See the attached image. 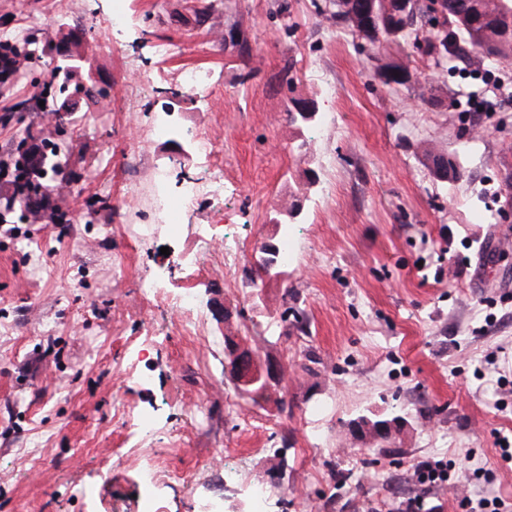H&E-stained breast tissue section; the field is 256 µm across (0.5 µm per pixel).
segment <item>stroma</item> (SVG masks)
Masks as SVG:
<instances>
[{
  "instance_id": "35a3bbf8",
  "label": "stroma",
  "mask_w": 512,
  "mask_h": 512,
  "mask_svg": "<svg viewBox=\"0 0 512 512\" xmlns=\"http://www.w3.org/2000/svg\"><path fill=\"white\" fill-rule=\"evenodd\" d=\"M239 3L233 17L210 0H125L113 27L112 0H0V44L25 57L0 81V159L72 147L44 181L47 208L0 207V512H139L145 453L172 479L160 512L215 497L234 512L249 476L274 488L264 512H460L464 497L512 512L496 444L512 438V96L461 109L489 97L470 72L512 76V57L441 71L409 44L361 47L332 0ZM236 21L246 61L219 39ZM61 48L79 68L57 127L38 92ZM389 61L418 72L411 89L371 80ZM191 68L208 78L196 94L180 86ZM293 97L317 101L315 125L290 120ZM190 131L213 141L224 192L174 235L162 199L216 169L183 160ZM441 152L458 176H435ZM296 203L301 215L276 223ZM208 240L243 252L229 268L218 252L197 264ZM268 240L288 242L290 260L256 284ZM152 280L167 300L145 293ZM186 293L205 318L189 330L171 302ZM228 336L283 381L239 398ZM396 415L384 448L349 429ZM429 458L454 461L451 485L412 482Z\"/></svg>"
}]
</instances>
